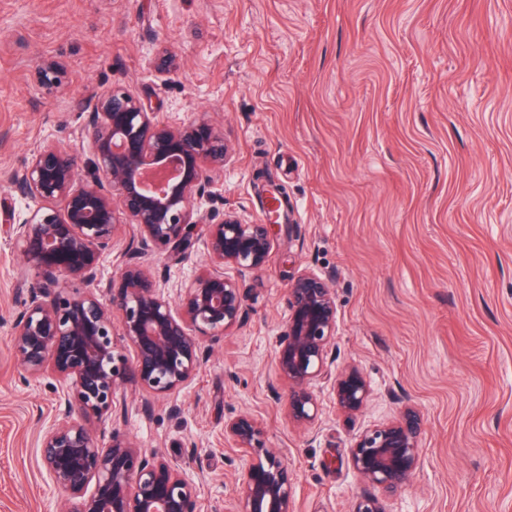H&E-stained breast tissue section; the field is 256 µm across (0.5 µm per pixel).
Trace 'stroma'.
<instances>
[{
  "label": "stroma",
  "mask_w": 512,
  "mask_h": 512,
  "mask_svg": "<svg viewBox=\"0 0 512 512\" xmlns=\"http://www.w3.org/2000/svg\"><path fill=\"white\" fill-rule=\"evenodd\" d=\"M163 47L177 70L159 69ZM46 57L68 65L62 90L33 76ZM115 88L223 130L231 160L201 209L261 223L262 172L292 221L239 280L246 320L170 399L125 384L117 429L190 462L201 512H229L244 462L224 422L251 414L297 474L295 512H349L378 493L350 465L356 439L411 405L422 460L388 512H512V0H0V512L75 506L38 453L50 379L12 348L35 276L11 226L38 203L7 176L42 143L86 157V106ZM305 271L335 290L333 371L358 367L372 395L348 417L317 383L319 419L301 429L274 390Z\"/></svg>",
  "instance_id": "1"
}]
</instances>
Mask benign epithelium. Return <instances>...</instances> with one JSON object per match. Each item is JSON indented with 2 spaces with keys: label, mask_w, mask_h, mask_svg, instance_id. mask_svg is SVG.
<instances>
[{
  "label": "benign epithelium",
  "mask_w": 512,
  "mask_h": 512,
  "mask_svg": "<svg viewBox=\"0 0 512 512\" xmlns=\"http://www.w3.org/2000/svg\"><path fill=\"white\" fill-rule=\"evenodd\" d=\"M64 73L52 58L35 66L37 82L49 91L62 86ZM81 138L91 153L83 173L75 155L48 143L8 176L16 193L41 203L11 231L38 278L15 320L13 349L29 376L49 371L59 382L52 391L63 420L43 432L40 459L53 484L77 500L74 512H200L204 478H193L187 466L138 447L115 428L102 445L92 427L116 419L127 382L157 398L183 389L207 361L203 340L220 341L246 318L248 294L227 269L255 274L267 266L285 195L268 191L263 224H245L232 211L194 209L192 200L210 195L224 175V133L204 118L173 126L126 91L114 89L88 104ZM170 170L174 177L161 191L147 186V175ZM127 225L132 235L122 271L104 284L100 258L112 252ZM201 235L210 263L187 283L171 286L144 262L156 252L183 261ZM73 280L84 291H70ZM287 301L276 365L288 420L315 423L313 386L329 378L338 409L361 412L371 396L366 377L356 367L330 372L336 339L330 281L302 273L289 284ZM118 335L132 356L118 350ZM421 426L420 414L406 408L357 438L352 469L381 496L356 500L351 512H387L385 499L400 492L419 466ZM224 440L247 459L231 512H294L296 474L267 446L262 423L249 414L231 418L224 422Z\"/></svg>",
  "instance_id": "benign-epithelium-1"
}]
</instances>
